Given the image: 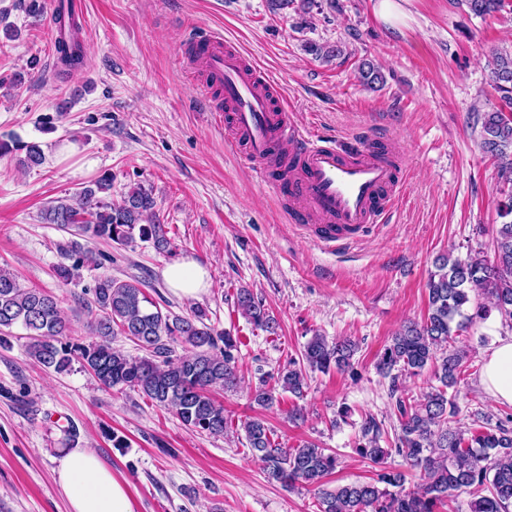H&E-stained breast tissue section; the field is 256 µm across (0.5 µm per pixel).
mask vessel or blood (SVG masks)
<instances>
[{"instance_id": "1", "label": "vessel or blood", "mask_w": 512, "mask_h": 512, "mask_svg": "<svg viewBox=\"0 0 512 512\" xmlns=\"http://www.w3.org/2000/svg\"><path fill=\"white\" fill-rule=\"evenodd\" d=\"M183 54L205 74L201 91L222 90L210 110L227 143L287 201L291 223L311 241L340 250L385 222L405 185L390 139H330L297 124L287 103L275 102V83L248 69L218 32L194 34Z\"/></svg>"}]
</instances>
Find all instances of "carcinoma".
<instances>
[{"mask_svg":"<svg viewBox=\"0 0 512 512\" xmlns=\"http://www.w3.org/2000/svg\"><path fill=\"white\" fill-rule=\"evenodd\" d=\"M470 12L485 16L502 10L504 0H464ZM59 64L77 68L83 61L82 44L62 37L58 43ZM490 85L502 93L509 112L498 109L484 114L480 145L496 158L499 175L512 184V53L492 57ZM22 151L20 167L31 169L44 163L37 143L22 144L0 140V155ZM110 173L100 175L77 194L76 204L64 200L41 213L46 224L72 232L74 239L61 248L64 259L57 276L69 281L80 268L99 267L103 254L81 244L101 241L127 246L138 237L158 251L170 246L151 193L137 185L119 203L112 202ZM503 222L493 238V259L478 250L466 257L439 256L430 272L428 314L421 322L402 327L392 337L376 362L377 372L393 380L396 372L413 375L431 367L436 384L414 406L396 401L401 416L395 448L381 447L382 432L375 420L362 427L358 453L375 464L395 453L421 472L416 491L403 488L404 477L381 470L370 481H355L334 488L325 484L336 470L337 457L314 443L283 448L270 438L271 429L260 416L241 421L248 448L259 460L269 479L292 487L297 483L314 488L319 512H435L438 503L461 489L476 487L488 494L471 502V512H509L512 506V431L502 425L490 427V419L464 429L451 425L458 414L455 397L448 390L457 386L464 373V354L450 350L453 337L476 319L496 309L512 321V192L499 209ZM138 279L117 280L99 277L93 288V302L99 311L91 325L97 340L75 342L71 328L61 317L56 299L36 288L23 287L17 277L0 269V345L12 337L16 326L26 331L27 351L40 365L57 373L80 362L99 384L108 390L133 388L156 405L173 412L184 425L220 436L228 429L224 405L214 393L231 390L239 382V340L230 332L206 323L208 314L197 307L188 316L164 313L145 294ZM238 311L254 326L274 332L275 320L253 292L237 289ZM121 334L147 352L132 357L112 348V336ZM188 346L182 355H173L170 343ZM355 344L345 338L328 342L316 334L304 346L302 363L288 362L274 383L264 380L254 401L268 410L288 392L304 396L308 372L353 371Z\"/></svg>","mask_w":512,"mask_h":512,"instance_id":"cac0c4a2","label":"carcinoma"}]
</instances>
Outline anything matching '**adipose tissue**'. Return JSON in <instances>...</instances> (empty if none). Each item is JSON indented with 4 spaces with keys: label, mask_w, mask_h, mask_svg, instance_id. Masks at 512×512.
<instances>
[{
    "label": "adipose tissue",
    "mask_w": 512,
    "mask_h": 512,
    "mask_svg": "<svg viewBox=\"0 0 512 512\" xmlns=\"http://www.w3.org/2000/svg\"><path fill=\"white\" fill-rule=\"evenodd\" d=\"M162 277L175 294L187 298L200 296L209 286L207 269L190 259L166 265ZM482 384L496 402L512 404V337L496 341L487 352ZM57 482L67 512H134L126 482L92 449L67 452L59 462Z\"/></svg>",
    "instance_id": "ef3b65f1"
}]
</instances>
